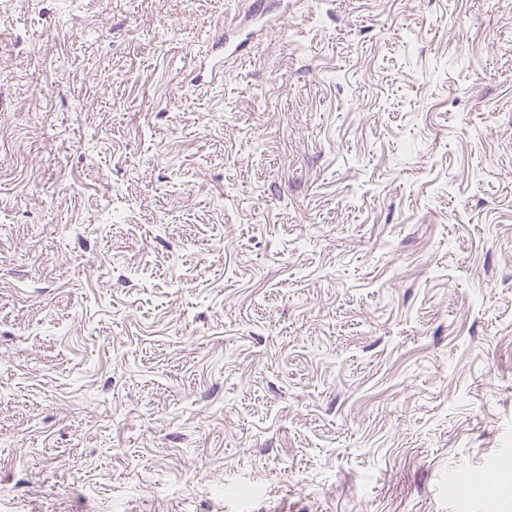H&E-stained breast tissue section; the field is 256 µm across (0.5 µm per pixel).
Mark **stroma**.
I'll list each match as a JSON object with an SVG mask.
<instances>
[{
	"label": "stroma",
	"instance_id": "stroma-1",
	"mask_svg": "<svg viewBox=\"0 0 512 512\" xmlns=\"http://www.w3.org/2000/svg\"><path fill=\"white\" fill-rule=\"evenodd\" d=\"M252 2L0 0V512H512V0Z\"/></svg>",
	"mask_w": 512,
	"mask_h": 512
}]
</instances>
